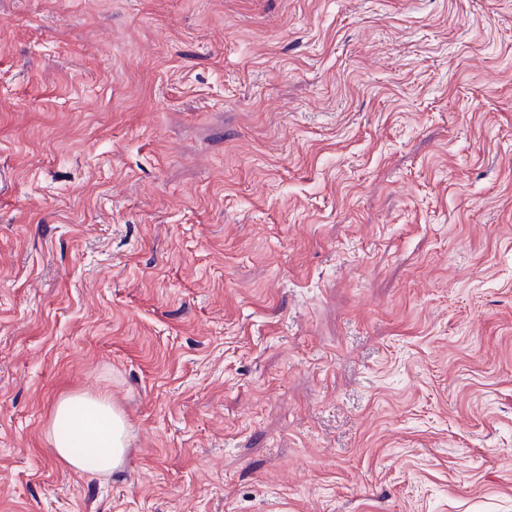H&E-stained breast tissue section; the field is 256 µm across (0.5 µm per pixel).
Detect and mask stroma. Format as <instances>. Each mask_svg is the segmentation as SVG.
<instances>
[{
    "label": "stroma",
    "mask_w": 512,
    "mask_h": 512,
    "mask_svg": "<svg viewBox=\"0 0 512 512\" xmlns=\"http://www.w3.org/2000/svg\"><path fill=\"white\" fill-rule=\"evenodd\" d=\"M0 512H512V0H0ZM66 425L65 438L55 429ZM126 420L104 395L75 394L57 402L48 431L55 456L72 470L106 475L118 469L126 453Z\"/></svg>",
    "instance_id": "35a3bbf8"
}]
</instances>
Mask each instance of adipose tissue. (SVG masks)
Instances as JSON below:
<instances>
[{"label":"adipose tissue","mask_w":512,"mask_h":512,"mask_svg":"<svg viewBox=\"0 0 512 512\" xmlns=\"http://www.w3.org/2000/svg\"><path fill=\"white\" fill-rule=\"evenodd\" d=\"M48 439L55 456L72 470L106 475L118 469L126 453V420L103 395L75 394L57 402ZM67 426L58 437L56 426Z\"/></svg>","instance_id":"ef3b65f1"}]
</instances>
